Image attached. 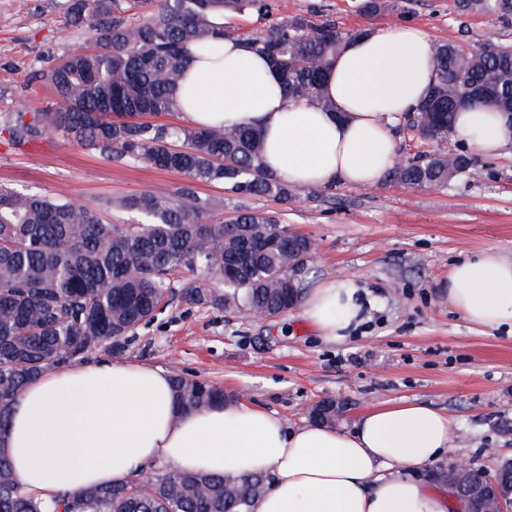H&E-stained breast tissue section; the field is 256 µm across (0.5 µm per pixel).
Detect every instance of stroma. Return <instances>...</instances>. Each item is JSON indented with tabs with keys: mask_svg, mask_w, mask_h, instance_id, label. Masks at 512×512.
Masks as SVG:
<instances>
[{
	"mask_svg": "<svg viewBox=\"0 0 512 512\" xmlns=\"http://www.w3.org/2000/svg\"><path fill=\"white\" fill-rule=\"evenodd\" d=\"M275 16L326 15L339 29L406 23L431 43L466 45L493 38L512 44V14L503 18L458 10L456 0H389L381 14L361 13L360 0H275ZM72 0H0V125L16 112L51 107L53 92L34 80L38 68L90 43L88 27L69 26ZM477 177L439 191L390 181L372 188L309 187L295 201L245 200L276 213L293 232L317 243L302 286L340 275L359 278L382 299L347 339L324 341L292 310L266 318L172 299L128 339L119 357L206 380L227 398L276 413L292 425L325 399L342 403L339 428L371 407L419 399L448 414L446 459H469L495 473L512 459V334L467 323L448 304V270L471 253L512 248V149L474 158ZM0 184L16 191L68 193L97 208L104 221L134 224L136 214L101 210L108 198L191 187L215 202L214 218L234 212L219 184L188 183L178 173L46 136L23 146L0 135Z\"/></svg>",
	"mask_w": 512,
	"mask_h": 512,
	"instance_id": "obj_1",
	"label": "stroma"
}]
</instances>
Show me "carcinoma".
Wrapping results in <instances>:
<instances>
[{
    "label": "carcinoma",
    "mask_w": 512,
    "mask_h": 512,
    "mask_svg": "<svg viewBox=\"0 0 512 512\" xmlns=\"http://www.w3.org/2000/svg\"><path fill=\"white\" fill-rule=\"evenodd\" d=\"M462 6L490 17L512 13V0H462ZM247 13L269 21L266 31L245 41L273 61L288 97L319 99L330 57L352 36L328 18L275 20L272 0H75L70 24L88 25L96 49L38 71L54 106L10 115L8 141L19 146L54 134L106 159L222 184L230 197L295 200L301 187L264 171L254 130L150 122L175 111L187 47L227 35L224 17ZM430 62L437 82L408 117L428 139H448L453 115L474 91L488 93L490 106L512 115L511 45L437 43ZM473 166L464 152L424 153L396 166L390 181L441 189L471 175ZM108 205L142 214L146 223L106 224L74 199L0 186V432L33 378L96 352L120 351L154 317L171 289L168 276L181 268L224 281L222 294L185 285L182 298L190 305L280 316L300 302L302 289L288 279V266L309 256L308 242L275 216L240 209L226 229L211 218L212 204L190 188L146 191ZM172 384L183 408L201 410L224 398V389L206 381L176 374ZM268 488L262 472L215 477L154 463L143 478L47 502L25 490L0 454V512H59L74 500L85 512H254Z\"/></svg>",
    "instance_id": "obj_1"
}]
</instances>
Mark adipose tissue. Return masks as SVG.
Segmentation results:
<instances>
[{"label": "adipose tissue", "instance_id": "adipose-tissue-1", "mask_svg": "<svg viewBox=\"0 0 512 512\" xmlns=\"http://www.w3.org/2000/svg\"><path fill=\"white\" fill-rule=\"evenodd\" d=\"M425 31L370 27L332 58L320 101L288 99L272 61L236 36L190 48L177 112L196 127L250 126L265 169L291 185H380L399 158L397 127L437 76ZM456 138L487 157L512 148V121L484 105L456 113ZM377 300L350 276L316 280L303 316L329 341L344 340ZM448 303L486 331L512 327V252L490 248L448 271ZM447 414L417 400L376 405L352 428L296 427L241 402L178 408L162 368L95 359L34 378L0 433L27 492L46 501L135 478L157 461L208 475L264 472L254 512H454L421 479L447 452Z\"/></svg>", "mask_w": 512, "mask_h": 512}]
</instances>
